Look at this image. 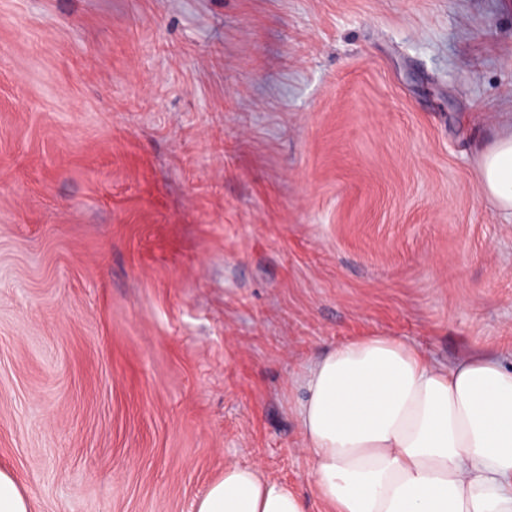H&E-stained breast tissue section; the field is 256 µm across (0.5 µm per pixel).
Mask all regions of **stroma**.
<instances>
[{"label":"stroma","mask_w":512,"mask_h":512,"mask_svg":"<svg viewBox=\"0 0 512 512\" xmlns=\"http://www.w3.org/2000/svg\"><path fill=\"white\" fill-rule=\"evenodd\" d=\"M512 0H0V470L31 512H326L288 382L512 351ZM478 174L484 194L500 210L512 213V126L502 130L482 155ZM196 512H307L288 483L266 478L259 467L233 464L198 500Z\"/></svg>","instance_id":"obj_1"}]
</instances>
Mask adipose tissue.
I'll list each match as a JSON object with an SVG mask.
<instances>
[{
  "label": "adipose tissue",
  "instance_id": "1",
  "mask_svg": "<svg viewBox=\"0 0 512 512\" xmlns=\"http://www.w3.org/2000/svg\"><path fill=\"white\" fill-rule=\"evenodd\" d=\"M479 180L512 213V127ZM289 405L328 512H512V358L448 363L393 336L322 351L288 384ZM196 512H307L288 483L233 464Z\"/></svg>",
  "mask_w": 512,
  "mask_h": 512
}]
</instances>
